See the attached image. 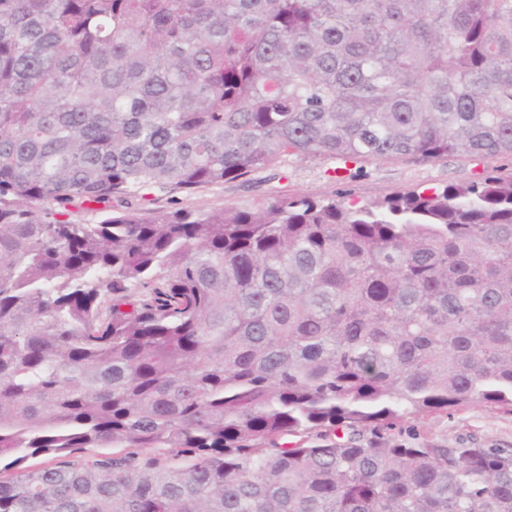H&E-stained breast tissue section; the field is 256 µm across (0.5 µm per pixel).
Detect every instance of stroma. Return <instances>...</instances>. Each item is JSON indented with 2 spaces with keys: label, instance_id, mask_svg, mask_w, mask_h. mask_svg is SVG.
I'll return each mask as SVG.
<instances>
[{
  "label": "stroma",
  "instance_id": "1",
  "mask_svg": "<svg viewBox=\"0 0 512 512\" xmlns=\"http://www.w3.org/2000/svg\"><path fill=\"white\" fill-rule=\"evenodd\" d=\"M489 177H512V157L451 155L436 161H370L353 165L340 178L332 172L329 161L289 157L275 169L258 171L192 195L156 190L151 198L155 205L168 210L232 206L253 211L285 194L334 200L350 207L378 202L398 192L441 189ZM417 428L422 434L451 445L474 442L486 448H512V412L477 403L446 415L425 417Z\"/></svg>",
  "mask_w": 512,
  "mask_h": 512
}]
</instances>
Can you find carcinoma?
Instances as JSON below:
<instances>
[{"label":"carcinoma","instance_id":"cac0c4a2","mask_svg":"<svg viewBox=\"0 0 512 512\" xmlns=\"http://www.w3.org/2000/svg\"><path fill=\"white\" fill-rule=\"evenodd\" d=\"M452 153L512 156V0H0V512H512L408 426L512 410V180L145 207Z\"/></svg>","mask_w":512,"mask_h":512}]
</instances>
